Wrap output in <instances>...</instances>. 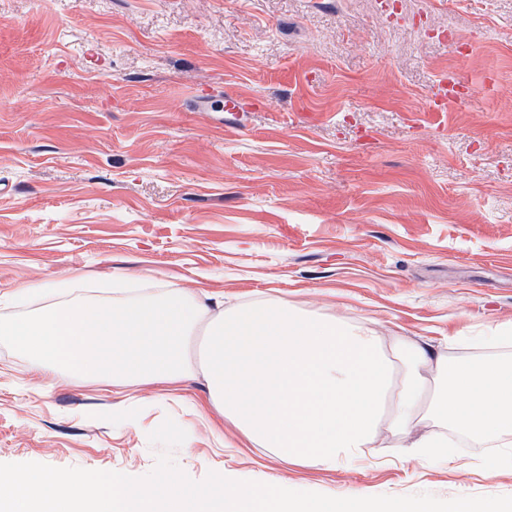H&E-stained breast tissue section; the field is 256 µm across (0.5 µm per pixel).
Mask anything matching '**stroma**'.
Masks as SVG:
<instances>
[{
    "instance_id": "1",
    "label": "stroma",
    "mask_w": 512,
    "mask_h": 512,
    "mask_svg": "<svg viewBox=\"0 0 512 512\" xmlns=\"http://www.w3.org/2000/svg\"><path fill=\"white\" fill-rule=\"evenodd\" d=\"M0 0V295L195 288L378 321L447 351L512 320V0ZM461 98L435 111L440 78ZM246 101L224 109L221 90ZM213 109L200 112L196 100ZM67 373L0 338V463L151 472L165 418L192 479L342 495L512 496L489 443L449 465L397 449L350 468L225 447L193 402ZM137 400V422L117 415Z\"/></svg>"
}]
</instances>
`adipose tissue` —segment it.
Listing matches in <instances>:
<instances>
[{"label": "adipose tissue", "instance_id": "1", "mask_svg": "<svg viewBox=\"0 0 512 512\" xmlns=\"http://www.w3.org/2000/svg\"><path fill=\"white\" fill-rule=\"evenodd\" d=\"M0 335L43 378L76 371L118 392L204 379L200 408L218 429L284 467L333 470L390 441L407 459L447 464L452 433L495 443L484 467L512 460V321L481 336L487 355L452 362L376 321L274 298L228 306L176 288L106 301L72 288L61 304L0 321Z\"/></svg>", "mask_w": 512, "mask_h": 512}]
</instances>
